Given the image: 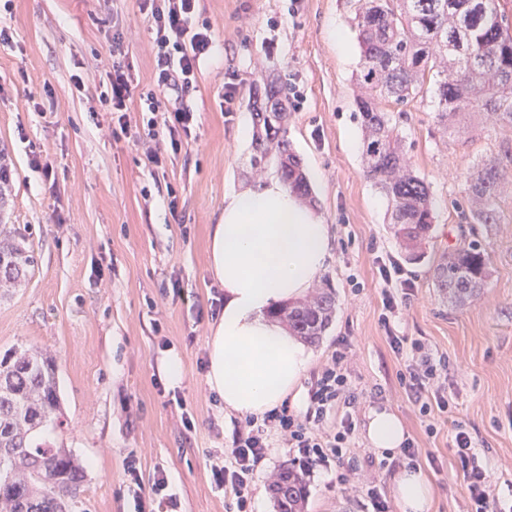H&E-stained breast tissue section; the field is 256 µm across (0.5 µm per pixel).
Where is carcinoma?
I'll use <instances>...</instances> for the list:
<instances>
[{"instance_id":"obj_1","label":"carcinoma","mask_w":512,"mask_h":512,"mask_svg":"<svg viewBox=\"0 0 512 512\" xmlns=\"http://www.w3.org/2000/svg\"><path fill=\"white\" fill-rule=\"evenodd\" d=\"M355 20L361 49L356 80L371 90L357 101L365 172L391 204V231L406 259L418 263L434 224L433 205L382 102L430 97L445 133L475 112H489L497 123L512 126V33L503 26L498 0H363ZM280 94L271 82L264 102H253L255 165L276 153L288 189L309 199L301 159L286 136L288 113ZM503 179L491 160L467 176V221L494 222ZM26 241L20 228L0 224V285L20 282L34 264ZM489 275L488 252L474 243L449 253L436 268L438 287L453 306L476 297ZM272 316L290 335L316 343L336 316V296L321 287L303 301L281 305ZM56 371L53 356L37 346H21L0 359V512H71L75 507L79 464L66 448L34 443L40 428L63 424ZM271 494L277 512H305L303 472L283 467Z\"/></svg>"}]
</instances>
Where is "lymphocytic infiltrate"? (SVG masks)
I'll return each instance as SVG.
<instances>
[{
	"label": "lymphocytic infiltrate",
	"instance_id": "lymphocytic-infiltrate-1",
	"mask_svg": "<svg viewBox=\"0 0 512 512\" xmlns=\"http://www.w3.org/2000/svg\"><path fill=\"white\" fill-rule=\"evenodd\" d=\"M140 10L153 33L154 85L135 93L130 64L117 59L106 74L100 99L119 113L118 125L123 128L127 121L122 113L128 101L139 97L148 117L137 133V142L144 147L147 161L158 167L164 153L181 151L195 121L190 109H166L162 102L185 97L195 88L199 63L212 49L213 35L210 22L202 16L200 0H141ZM379 274V323L403 362L400 379L418 409L426 435H436L437 413L450 411L454 404L443 381L448 358L435 353L423 340L394 334L392 320L407 306L414 285L395 264H380ZM360 404L348 351L343 348L311 381L304 410L295 412L284 404L267 412L262 421L251 418L237 425L232 444L224 451L223 465L212 468L215 483L232 496L235 512H253L251 486L276 443L287 448L290 463L300 470L335 471L337 486L360 495L368 512H391L375 480L361 474L362 466H374V457L361 461L353 452ZM453 427L454 454L468 490L466 512H505L495 493L494 474L483 462L471 433L462 422H454Z\"/></svg>",
	"mask_w": 512,
	"mask_h": 512
}]
</instances>
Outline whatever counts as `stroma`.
Here are the masks:
<instances>
[{
	"instance_id": "35a3bbf8",
	"label": "stroma",
	"mask_w": 512,
	"mask_h": 512,
	"mask_svg": "<svg viewBox=\"0 0 512 512\" xmlns=\"http://www.w3.org/2000/svg\"><path fill=\"white\" fill-rule=\"evenodd\" d=\"M358 0H201L214 44L201 60L197 88L184 103L195 114L187 145L150 166L133 133L142 125L139 100L127 112L129 136L109 137L113 114L95 87L77 90L75 76L105 80L112 35L123 32L122 54L137 91L153 86L151 33L140 0H12L0 7V160L11 181L0 198V222L30 227L36 263L25 282L0 297V356L30 344L57 363L65 424L47 433L70 449L82 468L79 512H156L150 486L164 470L180 512H226L211 467L232 441L240 414L225 411L205 380L212 310L224 290L208 268L211 224L224 193L278 172L275 156L252 164L249 104L270 80L288 106V141L309 177L314 211L328 224L333 258L320 284L336 292L337 313L312 345L320 371L340 338L351 344L352 381L363 394L356 442L371 452L370 409H387L407 437L437 458L420 468L436 487L429 512H463L468 492L456 469L452 420L466 424L495 474L502 504L512 503V127L484 113L442 133L431 103H386L408 157L433 198L435 223L425 259L405 264L415 297L394 322L397 335L419 338L447 354L452 418L427 436L398 379L401 361L379 324L375 251L401 258L390 229V204L363 172L355 75L360 48L353 19ZM342 31L347 51L333 37ZM240 96L232 114L222 106L224 84ZM37 151L48 172L34 170ZM506 181L495 221L470 224L466 177L487 160ZM480 241L490 278L469 304L448 306L434 270L448 253ZM361 282L352 295V281ZM177 357L180 384L162 366ZM136 457L143 490L126 473ZM306 512H361L336 487L334 473L307 477Z\"/></svg>"
}]
</instances>
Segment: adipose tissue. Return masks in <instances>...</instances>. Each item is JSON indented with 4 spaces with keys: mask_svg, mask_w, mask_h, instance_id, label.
<instances>
[{
    "mask_svg": "<svg viewBox=\"0 0 512 512\" xmlns=\"http://www.w3.org/2000/svg\"><path fill=\"white\" fill-rule=\"evenodd\" d=\"M209 270L224 289L222 313L210 329L206 382L226 410L263 416L296 391L313 355L268 317L303 297L332 258L327 224L273 175L224 196L209 233ZM367 437L379 454L405 439L399 417L370 410ZM401 512H429L435 489L421 469L394 479Z\"/></svg>",
    "mask_w": 512,
    "mask_h": 512,
    "instance_id": "adipose-tissue-1",
    "label": "adipose tissue"
}]
</instances>
